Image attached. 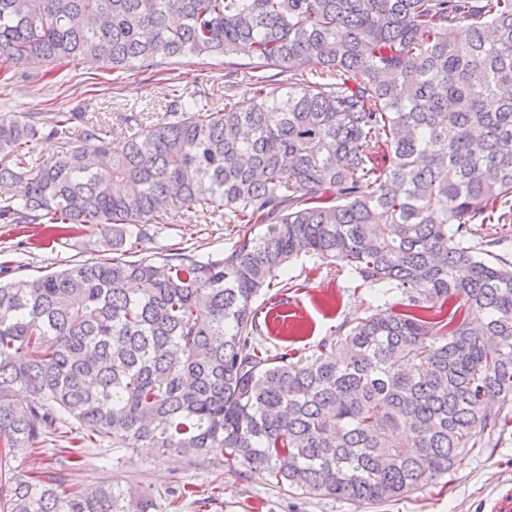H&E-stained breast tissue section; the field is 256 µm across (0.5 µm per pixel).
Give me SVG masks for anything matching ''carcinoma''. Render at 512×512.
<instances>
[{
    "instance_id": "1",
    "label": "carcinoma",
    "mask_w": 512,
    "mask_h": 512,
    "mask_svg": "<svg viewBox=\"0 0 512 512\" xmlns=\"http://www.w3.org/2000/svg\"><path fill=\"white\" fill-rule=\"evenodd\" d=\"M192 54L252 96L170 103L125 134L78 112L0 114V157L74 123L66 152L0 164V220L99 231L116 257L0 282V512H159L11 462L61 449H224L280 491L377 505L512 426V0H0V58L112 71ZM271 70L288 74L274 86ZM247 224L232 248L134 260L163 217ZM312 256L402 300L310 353L263 348L258 311ZM511 224L509 226L502 227L503 224H483L482 226L478 227V230L476 232L477 237H475V241L481 242V240L491 239L495 237H499L503 233L505 234L508 232V234H511L510 242H506L504 245L498 246V247H492L488 248L489 250L494 251L497 254L503 255L504 253H508L506 257H509L512 259V219ZM504 228V229H503ZM511 231V232H510Z\"/></svg>"
}]
</instances>
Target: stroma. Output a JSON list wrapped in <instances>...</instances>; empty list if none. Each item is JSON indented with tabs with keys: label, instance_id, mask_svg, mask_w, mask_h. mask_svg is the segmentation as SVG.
Returning a JSON list of instances; mask_svg holds the SVG:
<instances>
[{
	"label": "stroma",
	"instance_id": "obj_1",
	"mask_svg": "<svg viewBox=\"0 0 512 512\" xmlns=\"http://www.w3.org/2000/svg\"><path fill=\"white\" fill-rule=\"evenodd\" d=\"M184 96L215 110L225 102H238L252 95L246 71L225 77L222 61L186 55L170 71L138 73L113 78L92 60L76 69H48L47 65L20 67L18 75L0 86V112H81L102 124L122 127V118L142 113L148 121L161 120L171 100ZM244 230L240 224H207L194 212L175 213L158 225L139 251L160 255L174 244L205 255L220 253ZM102 249L96 234L51 233L41 224L0 222V280L40 276L96 259ZM288 275L299 291L282 293L273 288L256 305L262 316L274 317L275 307L290 315L293 331L266 336L269 348L291 346L314 349L322 339L337 335L341 326L371 313L376 307L399 302V292L377 293L359 287L353 274L342 267L304 256L293 261ZM484 447L463 452L460 461L437 486L412 496L378 506H356L331 497L288 496L269 486L250 471L230 473L223 467L222 449H211L207 460L184 466L160 455L153 448L123 453L120 461L104 464L97 456L61 466L58 457L43 455L39 462L48 469H62L69 483L92 486L115 480L150 493L167 505L173 492L189 487L180 512H491L496 499L512 491V429L487 432Z\"/></svg>",
	"mask_w": 512,
	"mask_h": 512
}]
</instances>
